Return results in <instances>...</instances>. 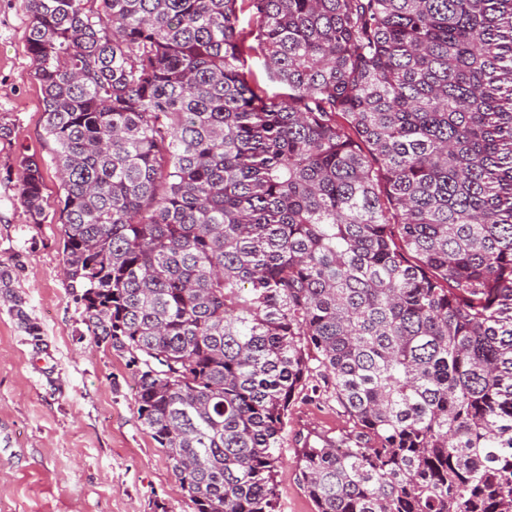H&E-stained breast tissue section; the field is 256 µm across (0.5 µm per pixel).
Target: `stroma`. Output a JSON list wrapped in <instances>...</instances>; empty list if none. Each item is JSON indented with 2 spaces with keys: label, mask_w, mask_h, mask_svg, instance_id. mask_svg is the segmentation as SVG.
Here are the masks:
<instances>
[{
  "label": "stroma",
  "mask_w": 512,
  "mask_h": 512,
  "mask_svg": "<svg viewBox=\"0 0 512 512\" xmlns=\"http://www.w3.org/2000/svg\"><path fill=\"white\" fill-rule=\"evenodd\" d=\"M25 0H0V512H194L157 443L141 425L131 355L98 343L68 286L53 144L26 48ZM45 173L48 218L31 223L18 197L20 161ZM41 327L33 341L11 295ZM352 423L335 397L295 401L277 454V512H315L294 464L309 429L340 434Z\"/></svg>",
  "instance_id": "obj_1"
}]
</instances>
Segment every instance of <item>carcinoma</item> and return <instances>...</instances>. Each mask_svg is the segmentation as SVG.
<instances>
[{"instance_id": "cac0c4a2", "label": "carcinoma", "mask_w": 512, "mask_h": 512, "mask_svg": "<svg viewBox=\"0 0 512 512\" xmlns=\"http://www.w3.org/2000/svg\"><path fill=\"white\" fill-rule=\"evenodd\" d=\"M26 7L69 287L195 512H275L319 377L315 512H512V0ZM245 70L248 72H252L257 79L258 85L265 89L268 94H272L275 92H279V86L277 83L273 82L269 75L266 73V71L263 69L262 66V59L261 56L258 55L257 52L251 51L249 53V56H247V61L245 62ZM302 397V396H301ZM298 398L288 417L282 448H277V512H315V506L308 497L294 464L296 439L306 435L308 428L332 432L338 436L350 429L353 423L344 409L330 393Z\"/></svg>"}]
</instances>
